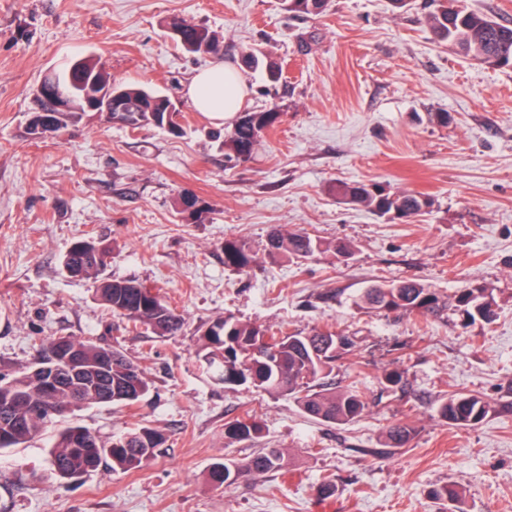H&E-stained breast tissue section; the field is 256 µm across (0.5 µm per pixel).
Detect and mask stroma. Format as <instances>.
I'll list each match as a JSON object with an SVG mask.
<instances>
[{
	"instance_id": "35a3bbf8",
	"label": "stroma",
	"mask_w": 512,
	"mask_h": 512,
	"mask_svg": "<svg viewBox=\"0 0 512 512\" xmlns=\"http://www.w3.org/2000/svg\"><path fill=\"white\" fill-rule=\"evenodd\" d=\"M431 0H330L297 17L282 0H0V376L34 365L42 340L107 343L138 364L149 393L131 406L66 413L34 441L0 449V512H317L323 478L334 512H438L430 490L448 485L457 512H512V65L489 66L440 46ZM174 16L206 27L215 54L170 38ZM278 63L279 81L243 54ZM94 57L114 83L167 95L182 132L107 121L99 112L30 139L42 79ZM237 69L244 110L276 108L279 123L251 159L228 157L186 87L201 69ZM448 115L447 124L433 120ZM373 180L430 194L425 215L390 222L337 202V181ZM209 213L185 220L179 195ZM354 246L350 260L275 259L271 226ZM90 236L109 255L104 276L161 290L185 320L175 336H142L108 313L62 259ZM246 242L251 267L224 263V241ZM414 279L444 295L475 285L494 298L491 323L454 312L395 318L362 309L365 288ZM230 316L286 332L330 329L352 347L336 379L359 378L366 413L336 426L293 398L226 385L197 355L202 327ZM398 369L405 389L379 379ZM491 404L480 424L437 415L457 393ZM253 414L262 432L232 440L224 424ZM410 422L403 448L385 445ZM82 426L108 440L147 425L167 438L139 469L109 465L73 479L51 463L58 433ZM261 448L287 453L289 472L213 486L211 464Z\"/></svg>"
}]
</instances>
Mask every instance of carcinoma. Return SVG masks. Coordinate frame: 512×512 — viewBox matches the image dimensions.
I'll list each match as a JSON object with an SVG mask.
<instances>
[{
  "mask_svg": "<svg viewBox=\"0 0 512 512\" xmlns=\"http://www.w3.org/2000/svg\"><path fill=\"white\" fill-rule=\"evenodd\" d=\"M434 9L427 23L435 39L452 49L482 63L503 56L496 65L512 64V25L496 21L485 13L459 8L451 0H432ZM285 10L295 15H320L328 0H283ZM167 26L181 30L176 42L206 45L217 51L218 44L210 31L184 18L172 17ZM94 76L104 86L112 80L102 63L92 57L83 59L80 68L70 72L63 69L44 78L59 97H67L71 111L57 116L59 128L80 119L85 113L83 92L88 77ZM127 113L126 124L138 128L152 125L172 134L182 132L178 121L180 113L168 112V101L151 97L147 89L121 86ZM280 113L273 109L260 112H242L233 128L213 137L223 140L224 148L235 158L245 160L254 150L261 134L274 128ZM332 193L340 202L364 209L389 221L404 220L432 211L434 199L421 192L394 191L374 181L338 182ZM181 211L196 221L203 220L207 209L198 201L185 196L177 200ZM266 250L274 256L292 259L308 258L316 254L332 253L339 257L353 255L351 244L339 240L325 243L305 231L284 232L271 229ZM107 250L90 238L75 241L63 258V268L75 272V277L88 280L95 298L112 314L121 316L145 332L157 336L174 335L181 331L183 319L160 295L159 291L136 280H112L102 277ZM254 256L241 240H224V264L245 269ZM362 299L371 309L401 316L417 313L437 316L449 309L464 320L474 322L491 318L493 297L485 288H463L448 298L415 280H400L374 285L365 290ZM199 350L204 353L208 369L228 385H251L271 395L292 396L301 410L321 422L347 425L360 418L368 403L358 387L352 383L344 387L331 386L327 379L336 368V362L351 343L348 337L330 330L310 332H271L266 328L240 322L232 317H220L208 324L198 337ZM57 345H66L78 352L73 365L55 362L50 352ZM112 354V377L97 379L92 371L105 353ZM35 366L48 369L60 378V387L51 393L43 387L39 375L28 370L10 379H0V449L31 441L53 422L59 409L88 408L101 405H131L148 393L150 385L133 361L110 344L95 343L60 336L41 346L40 359ZM137 373L140 390H122L129 371ZM490 412V404L474 394L458 393L442 403L439 417L457 428L471 427L482 422ZM260 431L255 417L247 414L224 424V435L235 440H246ZM412 435L407 422L391 425L386 432V446L405 447ZM165 438L149 426H137L122 436L103 441L83 427L63 429L53 446V464L63 478L80 477L98 468L109 459L112 466L123 471L141 468L153 460ZM286 469L284 452L268 448L246 458L241 463L215 462L208 471L209 481L216 487L229 488L246 476L282 472ZM430 497L441 505L440 512H451L450 504L458 498L456 491L442 486L430 491Z\"/></svg>",
  "mask_w": 512,
  "mask_h": 512,
  "instance_id": "carcinoma-1",
  "label": "carcinoma"
}]
</instances>
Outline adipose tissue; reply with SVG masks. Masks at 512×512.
Returning a JSON list of instances; mask_svg holds the SVG:
<instances>
[{
	"mask_svg": "<svg viewBox=\"0 0 512 512\" xmlns=\"http://www.w3.org/2000/svg\"><path fill=\"white\" fill-rule=\"evenodd\" d=\"M188 94L195 107L215 122H223L243 105L244 84L239 73L215 64L190 81Z\"/></svg>",
	"mask_w": 512,
	"mask_h": 512,
	"instance_id": "obj_1",
	"label": "adipose tissue"
}]
</instances>
